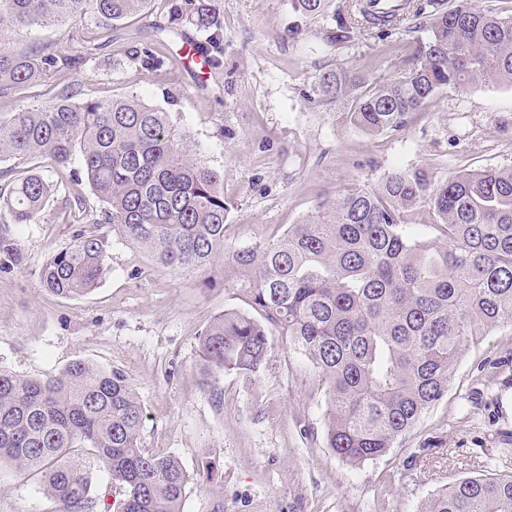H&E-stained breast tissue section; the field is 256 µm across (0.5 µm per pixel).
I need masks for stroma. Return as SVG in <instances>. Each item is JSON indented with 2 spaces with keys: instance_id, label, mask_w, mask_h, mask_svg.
Returning a JSON list of instances; mask_svg holds the SVG:
<instances>
[{
  "instance_id": "1",
  "label": "stroma",
  "mask_w": 512,
  "mask_h": 512,
  "mask_svg": "<svg viewBox=\"0 0 512 512\" xmlns=\"http://www.w3.org/2000/svg\"><path fill=\"white\" fill-rule=\"evenodd\" d=\"M224 65L188 66L190 44H205L188 23L169 33L168 0L102 29L93 17L35 28L24 43L55 53L98 48L80 73L32 86L46 103L68 86L81 96H136L169 112L196 151L224 179L226 244L259 245L313 211L319 197L350 184L370 187L389 171L423 166L442 178L460 170L512 168V87L479 82L446 89L394 134L353 125L345 102L307 96L337 64L365 81L395 78L424 31L399 26L385 39L360 36L336 50L320 25L295 20L288 0H223ZM164 57L161 70L131 61L132 46ZM41 171L69 198L96 205L79 164ZM75 226L57 208L8 230L21 265L0 269V369L25 377L57 374L83 360L122 369L138 392L143 448L178 457L191 472L212 466L215 482L190 484L183 512H420L437 490L466 477L505 473L512 448V326L493 329L462 354L444 396L383 457L352 465L327 448L326 387L285 336L273 333L265 367L252 380L221 376L220 400L203 392L199 336L209 321L242 303L230 288L206 290L110 234L107 273L88 294L62 299L42 288L38 270L71 240ZM0 512H56L35 478L0 463Z\"/></svg>"
}]
</instances>
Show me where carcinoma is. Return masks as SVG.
Segmentation results:
<instances>
[{"label":"carcinoma","mask_w":512,"mask_h":512,"mask_svg":"<svg viewBox=\"0 0 512 512\" xmlns=\"http://www.w3.org/2000/svg\"><path fill=\"white\" fill-rule=\"evenodd\" d=\"M150 0H0V99L20 105L0 117V159L47 157L66 169L79 158L98 206L61 200L80 224L48 257L43 288L80 296L106 273L108 235L144 249L163 267L208 289L233 288L244 309L214 316L199 337L200 386L218 395L224 373L250 381L266 364L271 329L317 369L328 389L327 447L358 465L384 456L439 401L467 346L512 324V169L463 170L440 179L430 168L385 174L370 189L347 186L264 245L228 250L223 176L197 157L169 113L135 97L79 99L73 88L30 106L26 91L59 72H79L89 52L57 55L12 43L33 27L88 14L107 26ZM291 0L300 18H322V41L340 49L359 34L385 35L406 20L426 31L392 80L363 82L340 65L324 73L318 99L345 100L368 134L403 130L441 90L477 81L512 87V14L478 0ZM222 0H171L173 21L207 34L211 68L224 52ZM130 59L158 70L147 47ZM0 190V222L34 224L59 192L36 167ZM423 208L438 232H405ZM20 250L0 227V269ZM143 407L125 373L83 360L45 378L0 370V461L38 479L57 512H183L193 475L172 455L142 448ZM93 460L119 498L105 502ZM422 512H512V473L473 477L437 492Z\"/></svg>","instance_id":"cac0c4a2"}]
</instances>
